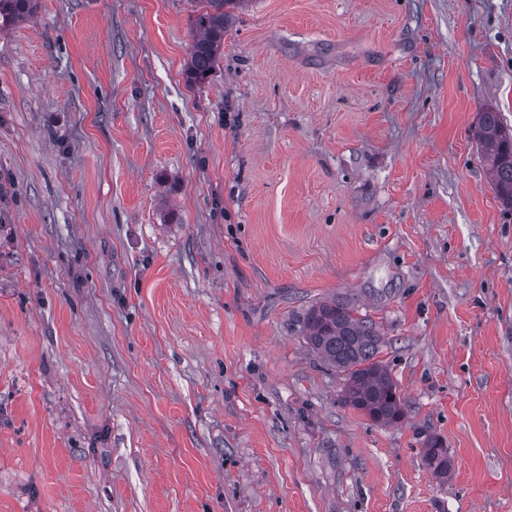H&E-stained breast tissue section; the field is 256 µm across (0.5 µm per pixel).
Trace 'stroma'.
Returning a JSON list of instances; mask_svg holds the SVG:
<instances>
[{"instance_id": "35a3bbf8", "label": "stroma", "mask_w": 512, "mask_h": 512, "mask_svg": "<svg viewBox=\"0 0 512 512\" xmlns=\"http://www.w3.org/2000/svg\"><path fill=\"white\" fill-rule=\"evenodd\" d=\"M40 0L0 28V512H512V0ZM344 299L404 405L302 333ZM448 450V478L423 459ZM204 4L196 16V36L186 66L190 82L198 83L207 78L221 56L224 33L231 23V15L224 7L239 5L241 0H199ZM473 136L489 162L497 199L512 212V130L504 126L500 112L486 110L480 113ZM343 299L321 302L303 318L307 343L326 364L345 372L343 402L371 420L392 424L404 415L403 404L387 367L374 361L381 335L367 318L354 315ZM424 457L427 465L432 471L438 475L448 477L451 470L450 461L448 460V450L437 439H427L424 443Z\"/></svg>"}]
</instances>
